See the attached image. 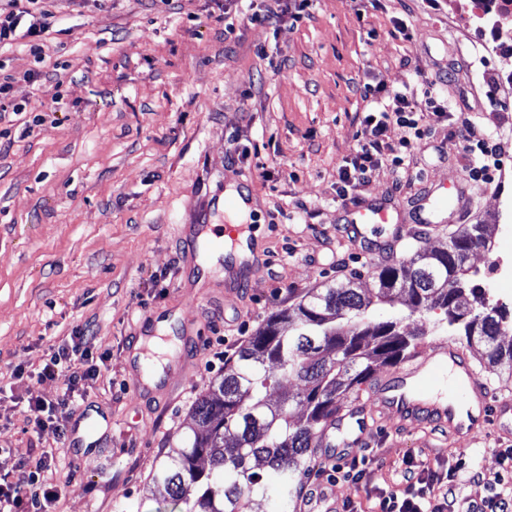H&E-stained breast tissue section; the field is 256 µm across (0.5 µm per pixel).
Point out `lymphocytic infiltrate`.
<instances>
[{"mask_svg":"<svg viewBox=\"0 0 512 512\" xmlns=\"http://www.w3.org/2000/svg\"><path fill=\"white\" fill-rule=\"evenodd\" d=\"M263 5L248 16L251 24L277 30L285 21L299 20L310 0H262ZM52 13L40 0H7L0 6V46L17 39L26 40L36 62H44L43 41L49 34ZM423 101L414 100L406 92L389 88L384 80L366 85L368 107L357 119V146L352 156L338 171L336 194L352 196L354 191L371 180L383 163L402 167L416 140L421 139L427 116L450 121L460 134L472 157L470 181L491 183L503 166L508 154L506 143L496 141L482 128L465 108L454 106L440 95L437 82H427ZM407 128L408 137L398 144L388 140L390 124ZM98 366L82 342L61 346L46 359L38 378L63 380L62 396L51 403L40 397L29 401V410L39 435L62 440L65 433L66 411L76 401L81 381L95 376ZM56 451L43 449L36 464L25 462L15 466L13 480L0 483V512H42L45 503L56 499V489L40 479L41 473L52 469ZM501 470L494 478L495 491L478 501H458L455 494L457 468L430 469L421 473L408 472L402 491H385L378 497L379 512H512V491L504 490L512 479V448L499 453Z\"/></svg>","mask_w":512,"mask_h":512,"instance_id":"1","label":"lymphocytic infiltrate"}]
</instances>
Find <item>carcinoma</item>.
Listing matches in <instances>:
<instances>
[{"label":"carcinoma","instance_id":"obj_1","mask_svg":"<svg viewBox=\"0 0 512 512\" xmlns=\"http://www.w3.org/2000/svg\"><path fill=\"white\" fill-rule=\"evenodd\" d=\"M495 225L463 224L444 247L423 249L377 273L365 295L354 285L325 288L274 314L242 348L235 363L192 409L188 446L155 475L185 512H257L271 498L290 500L311 464L312 448L343 398L380 365H397L427 331L409 334L410 313L435 310L433 323L484 350V366L512 375V308L492 303L476 283L470 253L491 249ZM297 377L304 388L273 404L271 389ZM302 412H295V407Z\"/></svg>","mask_w":512,"mask_h":512}]
</instances>
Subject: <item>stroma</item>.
I'll return each instance as SVG.
<instances>
[{"label": "stroma", "instance_id": "stroma-1", "mask_svg": "<svg viewBox=\"0 0 512 512\" xmlns=\"http://www.w3.org/2000/svg\"><path fill=\"white\" fill-rule=\"evenodd\" d=\"M44 6L58 26L43 42L46 67L24 43L0 48V71L16 77L10 98L46 110L42 125H8L0 151V474L44 445L30 396L61 393V379L21 378L18 367H39L80 330L100 372L67 412L48 477L61 495L47 512H172L154 472L182 448L196 399L271 313L316 288H376L375 267L440 247L459 225L498 222L512 162L496 175L501 195L466 187V214L424 203L470 166L455 127L434 118L404 169L384 165L356 191L396 206L392 224L346 235L351 203L338 199L336 180L356 147L364 86L377 77L417 99L431 79L453 103L473 91L476 121L512 142V83L497 80L512 38L470 26L472 0H312L274 32L241 23V0ZM397 17L411 39L392 36ZM32 68L37 77L23 80ZM230 189L245 193L265 256L239 293L199 257L200 225L230 221ZM396 223L418 231L388 258L378 243ZM160 330L198 346L159 389L136 392L131 340ZM498 451L495 431L461 446L433 426L402 429L391 413L348 453L365 461L363 479L332 491L376 512L379 491L403 489L406 470L462 462L456 494L479 500L488 488L467 470L494 477Z\"/></svg>", "mask_w": 512, "mask_h": 512}]
</instances>
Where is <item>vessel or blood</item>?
<instances>
[{"mask_svg": "<svg viewBox=\"0 0 512 512\" xmlns=\"http://www.w3.org/2000/svg\"><path fill=\"white\" fill-rule=\"evenodd\" d=\"M348 221L353 225L388 224L392 221V213L386 206L361 202L349 208ZM258 262V256L254 254L246 259L228 255L224 264L226 284L242 285ZM447 370L455 371L457 381L462 384L461 390L471 408L467 418H460L452 403L426 397L424 389L410 391L406 388L409 379L430 382ZM390 411L398 414L401 424L413 421L432 423L446 428L460 442L467 443L477 438L487 424L512 414V400L498 396L455 343L441 342L424 355L409 359L396 376L378 379L366 392L357 394L350 405L342 408L320 437V458L333 461L341 456L336 433L342 429L346 419H355L358 427L362 428L368 418L377 419Z\"/></svg>", "mask_w": 512, "mask_h": 512, "instance_id": "1", "label": "vessel or blood"}]
</instances>
